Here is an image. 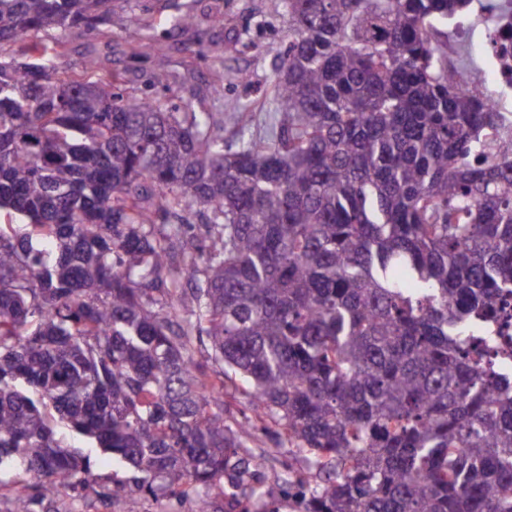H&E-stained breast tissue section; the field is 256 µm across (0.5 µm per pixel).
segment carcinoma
I'll return each mask as SVG.
<instances>
[{
  "label": "carcinoma",
  "mask_w": 512,
  "mask_h": 512,
  "mask_svg": "<svg viewBox=\"0 0 512 512\" xmlns=\"http://www.w3.org/2000/svg\"><path fill=\"white\" fill-rule=\"evenodd\" d=\"M114 2L0 0V45L97 32ZM281 4L275 108L235 150L238 102L125 96L38 41L0 61V473L39 477L10 512L97 483L57 420L135 472L102 502L209 512L246 468L234 376L311 456L307 512H512V379L466 353L512 293V138L440 28L473 0ZM196 211L207 246L183 232ZM203 338L221 377L193 364ZM139 509L141 512H195L196 504L193 501L178 504L175 501L156 500L153 496L142 494Z\"/></svg>",
  "instance_id": "cac0c4a2"
}]
</instances>
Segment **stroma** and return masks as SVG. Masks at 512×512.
I'll return each mask as SVG.
<instances>
[{
	"label": "stroma",
	"mask_w": 512,
	"mask_h": 512,
	"mask_svg": "<svg viewBox=\"0 0 512 512\" xmlns=\"http://www.w3.org/2000/svg\"><path fill=\"white\" fill-rule=\"evenodd\" d=\"M164 0H125L104 33L76 29L45 36L47 45L63 44L56 64L81 72L88 57L97 60V71L118 79L124 92L140 97L163 95L152 79L154 63L164 59L169 71L181 80L172 92L174 103L212 108L224 99L247 105L254 117L251 134L264 132L261 105L275 78V65L288 44V14L277 0H195L196 24L188 31L173 29ZM222 15L223 25L210 18ZM221 84L223 97L211 94ZM224 418L233 427L249 431L244 454L250 481L225 494H212L211 512H305L317 484L306 455L274 430L266 429L252 412L238 382L224 383Z\"/></svg>",
	"instance_id": "35a3bbf8"
}]
</instances>
